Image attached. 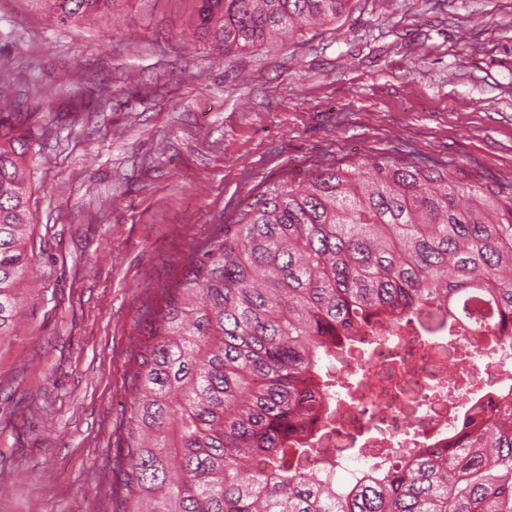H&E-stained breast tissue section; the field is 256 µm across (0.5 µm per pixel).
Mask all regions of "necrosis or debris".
<instances>
[{"instance_id":"1","label":"necrosis or debris","mask_w":512,"mask_h":512,"mask_svg":"<svg viewBox=\"0 0 512 512\" xmlns=\"http://www.w3.org/2000/svg\"><path fill=\"white\" fill-rule=\"evenodd\" d=\"M429 318L423 311L397 322L371 320L345 360H327L332 411L316 425L322 450L306 468L354 487L393 457L447 444L474 407L488 412L512 399L511 337L491 344L461 326L449 356L428 347L420 324ZM451 374L458 380L452 394L439 387Z\"/></svg>"}]
</instances>
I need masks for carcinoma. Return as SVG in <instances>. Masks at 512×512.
I'll return each mask as SVG.
<instances>
[{
  "label": "carcinoma",
  "instance_id": "cac0c4a2",
  "mask_svg": "<svg viewBox=\"0 0 512 512\" xmlns=\"http://www.w3.org/2000/svg\"><path fill=\"white\" fill-rule=\"evenodd\" d=\"M60 24L126 0H28ZM224 56L332 21L350 0H197ZM32 145L0 107V339L31 268ZM434 306L492 335L512 322V191L386 157L280 184L194 249L128 354L118 512H512V405L466 419L347 490L301 471L329 413L324 364L373 317ZM265 462L254 468L255 459Z\"/></svg>",
  "mask_w": 512,
  "mask_h": 512
}]
</instances>
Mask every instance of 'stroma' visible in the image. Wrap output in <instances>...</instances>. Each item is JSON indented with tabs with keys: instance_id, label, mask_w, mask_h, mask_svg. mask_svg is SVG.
Returning <instances> with one entry per match:
<instances>
[{
	"instance_id": "stroma-1",
	"label": "stroma",
	"mask_w": 512,
	"mask_h": 512,
	"mask_svg": "<svg viewBox=\"0 0 512 512\" xmlns=\"http://www.w3.org/2000/svg\"><path fill=\"white\" fill-rule=\"evenodd\" d=\"M194 0L119 25L0 0V104L32 136L34 273L0 342V512H112L127 357L190 250L266 189L379 156L512 188V0H351L235 57Z\"/></svg>"
}]
</instances>
